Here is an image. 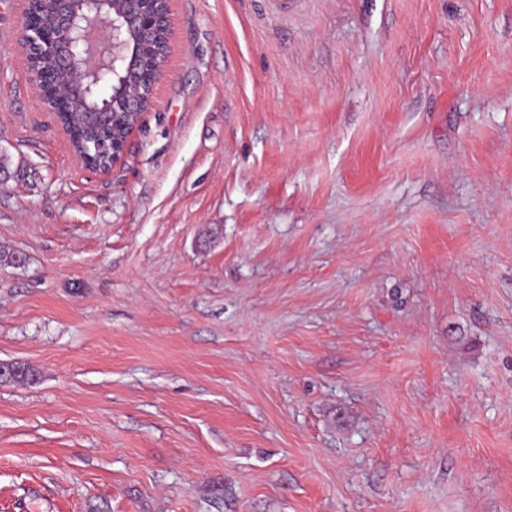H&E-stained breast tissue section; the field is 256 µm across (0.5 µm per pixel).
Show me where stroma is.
Wrapping results in <instances>:
<instances>
[{
  "label": "stroma",
  "instance_id": "35a3bbf8",
  "mask_svg": "<svg viewBox=\"0 0 512 512\" xmlns=\"http://www.w3.org/2000/svg\"><path fill=\"white\" fill-rule=\"evenodd\" d=\"M0 0V512H512V0H171L106 177Z\"/></svg>",
  "mask_w": 512,
  "mask_h": 512
}]
</instances>
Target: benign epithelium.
I'll list each match as a JSON object with an SVG mask.
<instances>
[{
    "mask_svg": "<svg viewBox=\"0 0 512 512\" xmlns=\"http://www.w3.org/2000/svg\"><path fill=\"white\" fill-rule=\"evenodd\" d=\"M59 0L55 26L45 31L33 25L25 13L18 42L27 61V77L43 103L66 101L68 93L52 86L37 67L43 54L55 58L58 68L74 75L82 92L97 88L109 93L100 108H90L86 123L98 127L111 123L117 115L131 118L136 129L150 105L153 91L164 73L166 57H155L153 66L145 67L140 54H151L160 35L170 29V0H137L136 6L122 10L105 8L106 0ZM128 138L112 140L108 161L93 164L89 157L74 154L85 168L107 176L125 153Z\"/></svg>",
    "mask_w": 512,
    "mask_h": 512,
    "instance_id": "1",
    "label": "benign epithelium"
}]
</instances>
